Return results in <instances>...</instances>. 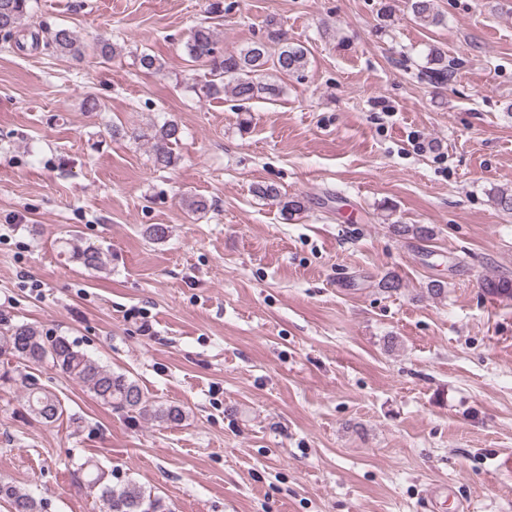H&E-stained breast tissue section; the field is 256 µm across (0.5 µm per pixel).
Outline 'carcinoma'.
Masks as SVG:
<instances>
[{
  "instance_id": "1",
  "label": "carcinoma",
  "mask_w": 512,
  "mask_h": 512,
  "mask_svg": "<svg viewBox=\"0 0 512 512\" xmlns=\"http://www.w3.org/2000/svg\"><path fill=\"white\" fill-rule=\"evenodd\" d=\"M31 0H0V38L5 41L25 36V21L30 17ZM414 18L424 25H440L444 16L436 0H410ZM54 51L62 56L81 59L86 46L67 28L55 30L49 41ZM188 56L202 63L209 79L199 88L200 96L213 98L229 93L237 100L248 103L256 99L274 100L280 96L281 86L274 76H288L304 71L308 63V50L288 39L283 30L269 22L266 37L252 41L239 51L226 54L217 46L214 29L199 25L186 43ZM428 64L431 77L443 83L448 81V57L439 48L430 50ZM182 137V128L174 119H166L149 129L135 133L134 138L151 143L152 161L159 169L177 165L179 156L174 150ZM261 199L276 202L284 215L297 214L303 203L290 197L274 184H258L253 188ZM393 231L400 236L428 240L433 229L425 225L395 224ZM69 256L87 270H99L105 265V253L94 245L69 243ZM488 294L512 296V282L489 279L485 282ZM0 361L49 364L78 381L100 404L122 413H149L167 425H179L185 420V411L175 404L149 403L139 386L123 373L101 365L64 336H45L31 324H14L0 330ZM27 414L45 422H53L63 415L60 401L51 392L30 383L26 386ZM82 482L97 491L103 512H170L162 500L147 493L133 480L122 485L112 484V474L96 464L84 463L79 468ZM0 501L8 504L9 512H47V503L15 486L0 482Z\"/></svg>"
}]
</instances>
